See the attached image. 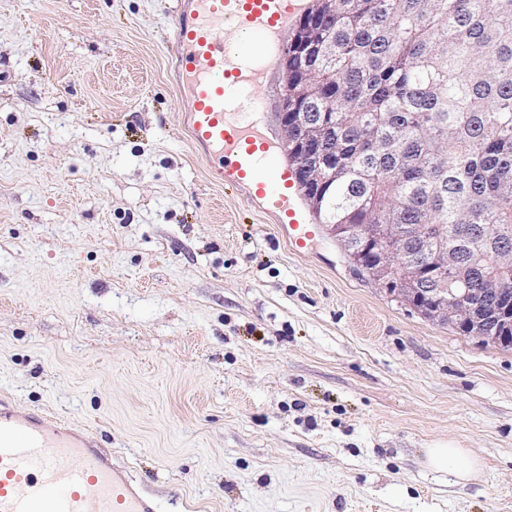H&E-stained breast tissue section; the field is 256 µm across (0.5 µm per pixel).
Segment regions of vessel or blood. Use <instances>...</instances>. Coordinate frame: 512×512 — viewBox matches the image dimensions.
I'll use <instances>...</instances> for the list:
<instances>
[{
    "instance_id": "b4317fda",
    "label": "vessel or blood",
    "mask_w": 512,
    "mask_h": 512,
    "mask_svg": "<svg viewBox=\"0 0 512 512\" xmlns=\"http://www.w3.org/2000/svg\"><path fill=\"white\" fill-rule=\"evenodd\" d=\"M170 47L194 144L225 187L273 215L305 247L317 232L295 163L237 115L273 118L285 93L281 58L305 0H176ZM0 512H156V503L85 428L0 402Z\"/></svg>"
}]
</instances>
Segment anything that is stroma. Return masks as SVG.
Masks as SVG:
<instances>
[{
  "mask_svg": "<svg viewBox=\"0 0 512 512\" xmlns=\"http://www.w3.org/2000/svg\"><path fill=\"white\" fill-rule=\"evenodd\" d=\"M174 0H0V399L157 512H512V349L295 250L177 104ZM448 444L468 481L425 465Z\"/></svg>",
  "mask_w": 512,
  "mask_h": 512,
  "instance_id": "obj_1",
  "label": "stroma"
}]
</instances>
